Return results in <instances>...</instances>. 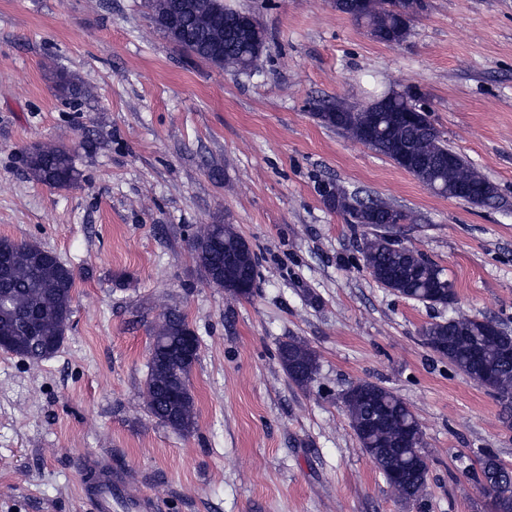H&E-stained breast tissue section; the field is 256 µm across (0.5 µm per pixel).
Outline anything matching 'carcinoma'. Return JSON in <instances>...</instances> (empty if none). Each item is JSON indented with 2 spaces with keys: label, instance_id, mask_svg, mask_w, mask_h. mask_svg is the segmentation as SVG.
<instances>
[{
  "label": "carcinoma",
  "instance_id": "obj_1",
  "mask_svg": "<svg viewBox=\"0 0 512 512\" xmlns=\"http://www.w3.org/2000/svg\"><path fill=\"white\" fill-rule=\"evenodd\" d=\"M358 0H334L337 11L346 14L366 28L368 35L381 43L399 44L410 27L402 16L412 6L411 0H367V10L356 15ZM186 0H149L154 25L179 48L196 59L238 74L252 71L259 58L248 43L219 42L221 28L237 25L242 13L224 8V0H194V10L186 12ZM412 102L397 92H383L363 104L320 108L323 123L349 137L366 143L371 149L392 160L412 174L423 185L435 183L451 186L459 183L480 184L485 178L461 155H455L451 168L423 174L404 160V151L435 159L453 153L432 124L426 120L401 122L393 116L409 110ZM378 112L388 118V128L371 140L361 129V117ZM29 177L45 186L68 189L80 183L70 150L51 144L38 145L25 157ZM331 193L322 194L330 209L342 215L348 224L377 229L362 242L365 267L383 288L422 304L453 305L456 293L448 290L444 269L411 248L396 249L387 229L392 224L414 222L412 213L383 201L369 200L353 206L343 193L330 185ZM201 237L209 240L206 247L193 248L209 283L224 287V253L245 245L243 238L230 225L209 224ZM9 256L10 273L0 276V337L9 341L16 355L32 362L53 356L61 348L70 324L76 274L72 268L49 252L34 250L23 241L0 236V258ZM245 283L256 280L257 265L251 249L241 253L236 269L229 273ZM477 316H456L422 327L424 344L445 357L459 371L478 381L491 369L495 379L487 389L497 398L506 417L512 416V358L502 351H512V333L502 329L497 336L487 335L488 324ZM194 335L186 317L169 309L151 329L150 358L145 382L146 403L158 421L185 434L197 426L194 399L186 391L187 368L174 354L177 346ZM282 366L297 386H309L319 365L317 355L306 343L291 338L279 347ZM374 402L390 409V422L368 434L356 433L361 450L382 474L403 467L408 469L405 482L387 480L386 484L400 499H415L427 487L429 458L424 446L401 448L414 413L405 402L385 387L363 382ZM351 427L367 418L371 407L362 400L344 401ZM479 492L489 500L491 512H512V466L492 454L484 456L483 466L474 475Z\"/></svg>",
  "mask_w": 512,
  "mask_h": 512
}]
</instances>
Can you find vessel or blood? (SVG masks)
<instances>
[{"mask_svg":"<svg viewBox=\"0 0 512 512\" xmlns=\"http://www.w3.org/2000/svg\"><path fill=\"white\" fill-rule=\"evenodd\" d=\"M93 512H153L151 496L136 491L127 476L108 464H100L93 484L84 488Z\"/></svg>","mask_w":512,"mask_h":512,"instance_id":"b4317fda","label":"vessel or blood"}]
</instances>
